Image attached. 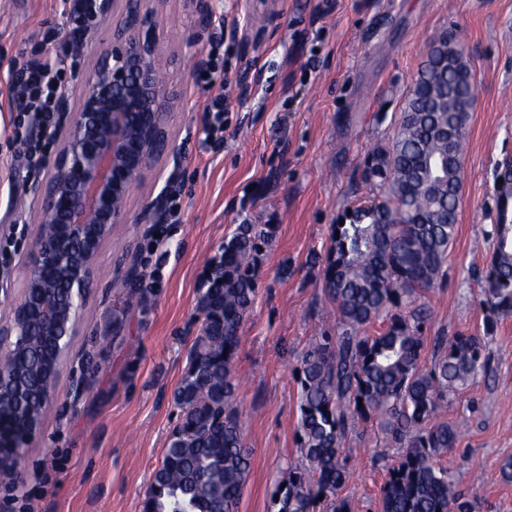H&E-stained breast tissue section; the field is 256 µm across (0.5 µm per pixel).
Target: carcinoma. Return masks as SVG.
Listing matches in <instances>:
<instances>
[{
  "label": "carcinoma",
  "mask_w": 512,
  "mask_h": 512,
  "mask_svg": "<svg viewBox=\"0 0 512 512\" xmlns=\"http://www.w3.org/2000/svg\"><path fill=\"white\" fill-rule=\"evenodd\" d=\"M427 47L392 143L367 155L364 183L380 189L331 228L322 275L336 305L334 335L316 339L297 368L298 433L304 463L276 487L273 512H353L339 497L348 479L345 439L373 423L385 447L402 453L387 467L382 512H475L440 457L457 429L442 419L459 391L490 369L497 319L512 313V171L495 179L493 254L482 274L484 334L425 336L429 309L417 302L436 286L458 221L471 103L465 34L446 32ZM273 224H239L210 263L198 312L202 324L176 392L181 421L144 500L146 512H233L250 470L236 406L233 368L257 281L255 259L275 236ZM381 329L369 333L375 323ZM432 346L431 366L421 364Z\"/></svg>",
  "instance_id": "obj_1"
}]
</instances>
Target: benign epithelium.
Returning <instances> with one entry per match:
<instances>
[{
	"mask_svg": "<svg viewBox=\"0 0 512 512\" xmlns=\"http://www.w3.org/2000/svg\"><path fill=\"white\" fill-rule=\"evenodd\" d=\"M153 14L152 0H125L112 43L75 87L77 107L66 96L58 103L57 151L46 161L25 288L0 321V348L23 353L29 337L38 336L42 365L36 377L0 370V479L16 473L42 428L101 248L126 223L132 190L171 152L166 124L173 101L157 73L164 32ZM59 288L68 289L67 303H40Z\"/></svg>",
	"mask_w": 512,
	"mask_h": 512,
	"instance_id": "7a95c632",
	"label": "benign epithelium"
}]
</instances>
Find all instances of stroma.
I'll return each mask as SVG.
<instances>
[{
    "mask_svg": "<svg viewBox=\"0 0 512 512\" xmlns=\"http://www.w3.org/2000/svg\"><path fill=\"white\" fill-rule=\"evenodd\" d=\"M167 126L176 155L155 162L127 202L128 221L103 246L85 317L20 473L0 482V512H142L145 493L180 421L175 392L202 319L210 261L240 224L277 231L257 261L258 288L234 368L251 470L235 512H269L278 483L303 461L298 433L301 356L330 332L336 308L319 263L331 226L369 196L371 149L390 143L429 39L463 30L477 96L463 159L458 230L446 275L426 299L428 336L483 331L480 273L489 262L496 170L512 156V0H156ZM58 0H0V282L25 283L46 172L19 171L23 129L9 110L10 63L33 50H66L77 73L112 39L111 24L71 48ZM229 84L223 135L206 139L211 93L198 71L210 51ZM179 192L181 221L140 213ZM489 376L449 405L459 444L443 462L476 512H512V314L500 317ZM351 476L341 491L355 512H381L388 459L370 426L346 442Z\"/></svg>",
    "mask_w": 512,
    "mask_h": 512,
    "instance_id": "obj_1",
    "label": "stroma"
}]
</instances>
